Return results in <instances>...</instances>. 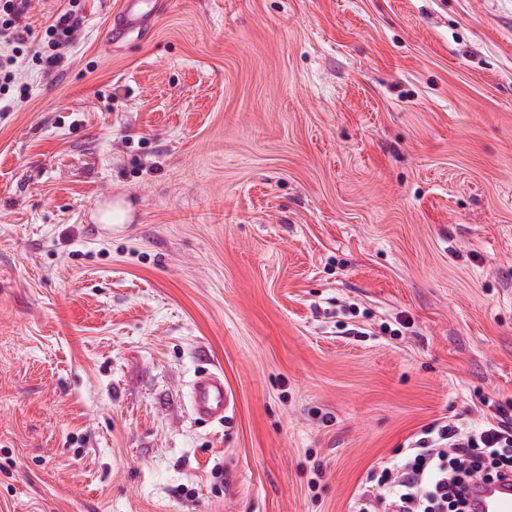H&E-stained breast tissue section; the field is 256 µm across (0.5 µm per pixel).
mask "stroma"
I'll list each match as a JSON object with an SVG mask.
<instances>
[{
	"instance_id": "stroma-1",
	"label": "stroma",
	"mask_w": 512,
	"mask_h": 512,
	"mask_svg": "<svg viewBox=\"0 0 512 512\" xmlns=\"http://www.w3.org/2000/svg\"><path fill=\"white\" fill-rule=\"evenodd\" d=\"M117 2L50 72L69 0L21 18L0 512H352L428 424L512 413V0H171L112 46ZM81 23L79 10L68 9L59 14L46 29L47 49L35 53L36 61L47 70L58 66L63 58L60 50L69 43L73 32ZM191 407L201 421L224 422L229 414L230 398L222 372L206 370L196 375L191 388Z\"/></svg>"
}]
</instances>
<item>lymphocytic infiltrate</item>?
<instances>
[{"label": "lymphocytic infiltrate", "mask_w": 512, "mask_h": 512, "mask_svg": "<svg viewBox=\"0 0 512 512\" xmlns=\"http://www.w3.org/2000/svg\"><path fill=\"white\" fill-rule=\"evenodd\" d=\"M82 18L75 9L48 26L37 62L51 69ZM512 473V415L496 408L491 421L475 431L453 421L425 427L397 464L383 468L374 492L363 494L355 512H467L465 487L473 478Z\"/></svg>", "instance_id": "1"}]
</instances>
